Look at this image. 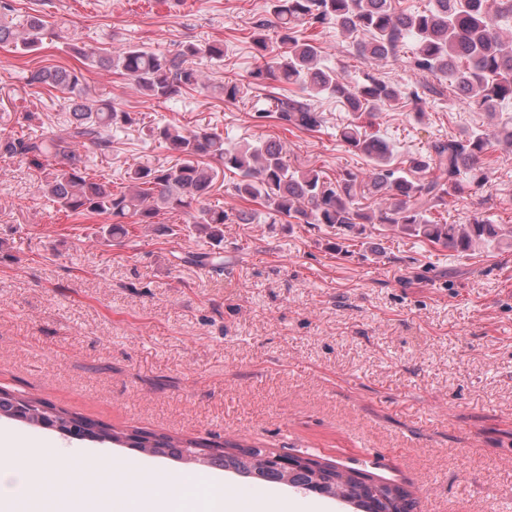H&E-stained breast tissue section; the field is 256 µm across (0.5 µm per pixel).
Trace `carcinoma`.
Returning <instances> with one entry per match:
<instances>
[{
    "mask_svg": "<svg viewBox=\"0 0 512 512\" xmlns=\"http://www.w3.org/2000/svg\"><path fill=\"white\" fill-rule=\"evenodd\" d=\"M273 19L254 23L252 39L256 64L250 73L260 86L271 80L297 85L302 93H274L260 118L318 132L325 123L315 99L334 98L350 119L337 136L348 151L368 159L362 171L345 169L330 178L314 167L290 169L281 141L273 138L229 144L208 128L156 126L152 136L175 157L170 166L139 165L127 176L122 190L112 180L88 173V153L112 147V130L130 123V113L112 102L92 100L79 69L40 68L30 72L27 84L68 95V132L65 137L39 134L0 137V154L19 158L40 172L39 190L72 215L112 219L107 233L126 235L121 220L137 217L154 224L160 214H183L198 234L219 242L226 224H328L352 236L367 224H387L401 233L442 244L456 252L476 246L512 247L504 228L481 209L460 224L434 216L452 196H476L487 183L484 157L494 141L512 144V126L492 132L477 130L433 140L424 153L410 156L406 166L393 159V146L367 127L385 106L404 101L421 112L428 97L454 98L468 108L489 111L512 101V39L504 40L496 20L512 18V0H428L422 11L399 9L394 0H271ZM277 28L278 46L268 56L264 31ZM336 28L350 39L365 59L395 58L413 42L412 67L422 81L402 88L383 76L364 71L349 79L321 63L318 44L302 35L303 27ZM51 38L41 11L16 13L10 0H0V48L29 53ZM68 48L76 60L124 76L142 95L170 99L185 88L202 87V73L188 65L193 58L224 60V44L189 42L174 54L142 45L108 52H87L75 43ZM435 78L432 83L429 78ZM235 175L234 195L258 203L261 209L228 212L207 203L218 172L210 161ZM383 195L375 207L358 194ZM57 431L77 440L95 436L121 447L174 461L196 460L203 444L165 434L134 429L117 432L90 418L58 409L41 399L20 403L0 389V419ZM270 453L256 446L229 444L207 454V466L253 481L286 485L354 505L355 512H412L414 501L401 486L390 487L371 477H357L335 464H298L288 472L270 467Z\"/></svg>",
    "mask_w": 512,
    "mask_h": 512,
    "instance_id": "obj_1",
    "label": "carcinoma"
}]
</instances>
